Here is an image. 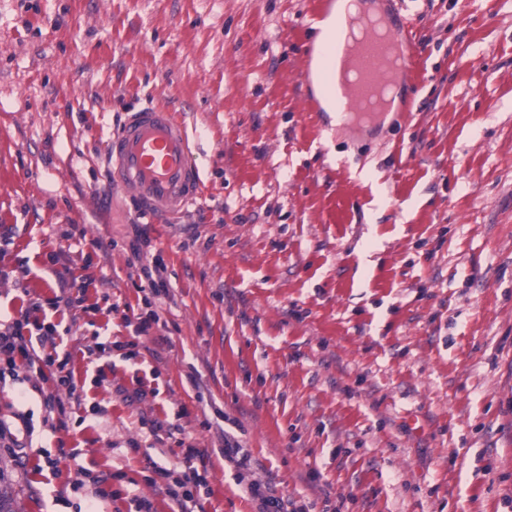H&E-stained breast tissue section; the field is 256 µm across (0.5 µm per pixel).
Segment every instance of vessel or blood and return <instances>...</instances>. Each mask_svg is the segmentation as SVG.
I'll return each instance as SVG.
<instances>
[{
	"instance_id": "1",
	"label": "vessel or blood",
	"mask_w": 512,
	"mask_h": 512,
	"mask_svg": "<svg viewBox=\"0 0 512 512\" xmlns=\"http://www.w3.org/2000/svg\"><path fill=\"white\" fill-rule=\"evenodd\" d=\"M384 17L389 36L400 51L399 69L410 73L419 51L412 27L398 12H385ZM334 50L349 51L357 71L342 86L347 104L365 106L369 86L383 76L384 46L367 41L349 47L336 40L323 45L320 55L329 57ZM106 160L113 178L135 199L140 211L152 218L177 212L201 196L203 181L187 130L163 107L148 104L128 113L108 140ZM357 203L353 184L337 177L334 190L322 204V223L333 227L352 223Z\"/></svg>"
}]
</instances>
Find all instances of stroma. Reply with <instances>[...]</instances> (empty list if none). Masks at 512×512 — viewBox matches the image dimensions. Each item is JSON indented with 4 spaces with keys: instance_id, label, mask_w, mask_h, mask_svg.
Segmentation results:
<instances>
[{
    "instance_id": "1",
    "label": "stroma",
    "mask_w": 512,
    "mask_h": 512,
    "mask_svg": "<svg viewBox=\"0 0 512 512\" xmlns=\"http://www.w3.org/2000/svg\"><path fill=\"white\" fill-rule=\"evenodd\" d=\"M317 2L0 0V323H58L77 385L61 427L56 368L0 380L18 512H180L190 466L199 512H258L269 482L309 512H512V0H402L414 109L361 131L309 108ZM147 102L186 121L204 181L157 220L105 159ZM340 170L360 204L333 231ZM164 266L159 258L152 260V267H143V274L148 280L149 288L153 297H169L170 284L163 277ZM60 389H65L69 395H73L76 391V386L73 381L71 372H66L64 375H60L57 379L55 390L51 393L43 395L44 406L46 410L51 414L58 415L59 426H64L65 422L62 417L65 414L64 403L57 394ZM207 481L204 475L197 470L184 471L182 475L176 478L172 485L169 486V495L173 500L177 501L183 512H193L188 508V503H196L201 487H206Z\"/></svg>"
}]
</instances>
